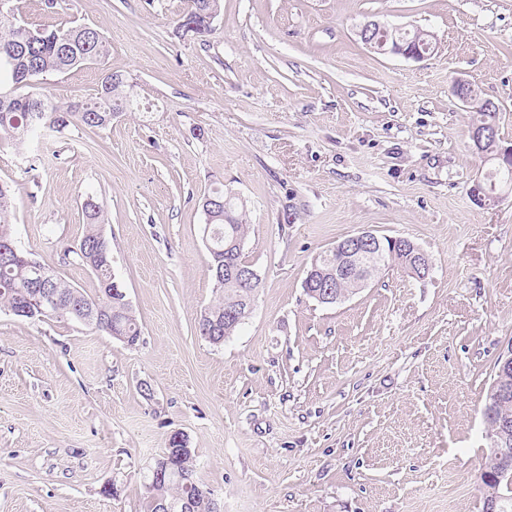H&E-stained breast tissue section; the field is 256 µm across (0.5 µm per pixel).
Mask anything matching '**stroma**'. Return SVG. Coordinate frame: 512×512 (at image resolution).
<instances>
[{
	"mask_svg": "<svg viewBox=\"0 0 512 512\" xmlns=\"http://www.w3.org/2000/svg\"><path fill=\"white\" fill-rule=\"evenodd\" d=\"M31 28L87 24L108 52L42 83L94 99L126 75L138 102L108 127L0 145L11 234L92 295L62 260L93 196L136 345L69 318L0 310V512H149V467L184 434L223 512H483V410L512 341V193L476 205L490 166L461 79L500 108L512 143V0H223L207 40L190 0H11ZM421 28L424 60L369 51L368 21ZM243 202L253 308L215 346L200 198ZM370 229L412 239L432 273L394 266L324 305L313 260ZM114 487L115 495L104 492Z\"/></svg>",
	"mask_w": 512,
	"mask_h": 512,
	"instance_id": "obj_1",
	"label": "stroma"
}]
</instances>
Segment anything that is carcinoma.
Listing matches in <instances>:
<instances>
[{"mask_svg": "<svg viewBox=\"0 0 512 512\" xmlns=\"http://www.w3.org/2000/svg\"><path fill=\"white\" fill-rule=\"evenodd\" d=\"M193 10L183 16L179 29L184 36L204 38L213 32L208 24L209 15H219L222 0H193ZM107 48L100 32L88 25H75L62 29H30L14 22L12 12H0V93L11 92L12 99L0 101V143L12 142L17 146L34 138L41 137L47 131L60 132L66 127L86 126L105 128L112 119L133 106L127 90L128 81L119 73H111L102 85L101 92L94 100L82 104L57 105L48 95L36 94L28 88L39 79L50 74H62L73 68L101 60ZM472 109L478 115L480 124L498 125V105L480 97L473 102ZM207 196L224 202L218 208L202 207L205 226L213 250L209 251L210 271L219 292L218 299L200 314L198 320L199 335L214 344L232 336L241 322L224 320L226 309L251 300L246 288H238L231 282H224V265L227 260L247 264L244 250L234 254L224 253L230 243L245 245L248 224H246L244 204L238 201L224 186H216ZM86 218V233L79 242L80 251L70 248L63 251V262H78L90 267L95 273L98 288L95 295L89 296L51 271V288L58 298L56 307L49 313L37 311L30 302L33 288L29 278L30 267L36 261L29 258L20 249L9 251L0 256V308L8 311L28 308L32 313L23 314L28 318H70L79 320L86 314L87 325L108 333L111 336H126L130 344L139 340L141 329L137 318L130 308L126 297L112 293L114 290L111 273V245L101 230L102 212L93 197L88 196L82 204ZM12 214L10 187L0 183V242H13L9 232ZM326 265L318 277L326 280L332 277L336 266L344 262L341 252L331 250L319 259ZM408 255L396 250L381 255L380 259L365 263L363 272L366 279L372 280L387 268L398 265L406 267ZM486 403L493 407L495 418L487 421L491 429L502 419L512 422V395L497 398L494 389H489ZM176 442L165 449L169 456V466L176 477L159 489L151 490L150 512H156L157 498L163 496L173 503L180 502L187 494L185 481L192 479L199 494L204 496L208 490L195 480V465L190 451L176 452ZM499 449L491 448L487 456L485 470L482 473L484 486V512H512V470L504 473L498 456Z\"/></svg>", "mask_w": 512, "mask_h": 512, "instance_id": "carcinoma-1", "label": "carcinoma"}]
</instances>
